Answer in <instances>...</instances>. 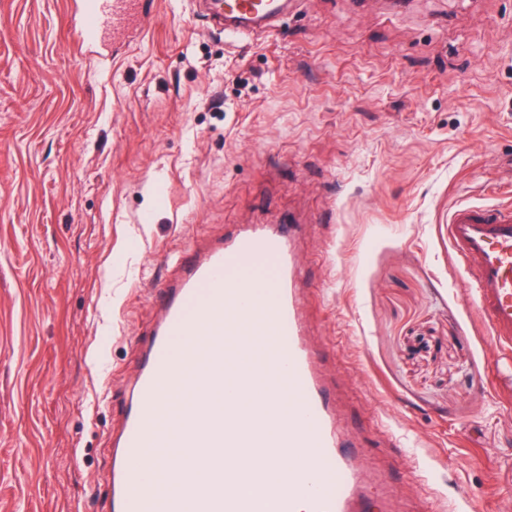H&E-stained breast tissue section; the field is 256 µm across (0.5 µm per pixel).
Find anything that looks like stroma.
Segmentation results:
<instances>
[{"mask_svg":"<svg viewBox=\"0 0 512 512\" xmlns=\"http://www.w3.org/2000/svg\"><path fill=\"white\" fill-rule=\"evenodd\" d=\"M0 0V512H111L151 295L294 219L307 341L390 512H512V357L448 245L512 204V0H290L230 45L194 0L78 54Z\"/></svg>","mask_w":512,"mask_h":512,"instance_id":"obj_1","label":"stroma"}]
</instances>
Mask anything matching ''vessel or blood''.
<instances>
[{"instance_id": "b4317fda", "label": "vessel or blood", "mask_w": 512, "mask_h": 512, "mask_svg": "<svg viewBox=\"0 0 512 512\" xmlns=\"http://www.w3.org/2000/svg\"><path fill=\"white\" fill-rule=\"evenodd\" d=\"M71 24L78 52L97 53L108 28L147 24L144 0H75ZM288 14V0H224L215 22L226 35L266 32ZM293 224H246L198 254L181 257L161 282L156 321L141 341L130 401L112 448L113 512H262L258 496L218 493L208 483L165 482L149 464L155 448L198 449L206 475L224 468L228 448L288 443L298 451L285 471L277 512H373L360 461L341 440L334 403L319 372L318 351L304 338L292 248ZM448 244L491 340L512 352V208L458 205L448 213ZM262 370L282 392L287 414L266 423L262 396L243 388ZM198 404L192 417L178 405Z\"/></svg>"}]
</instances>
